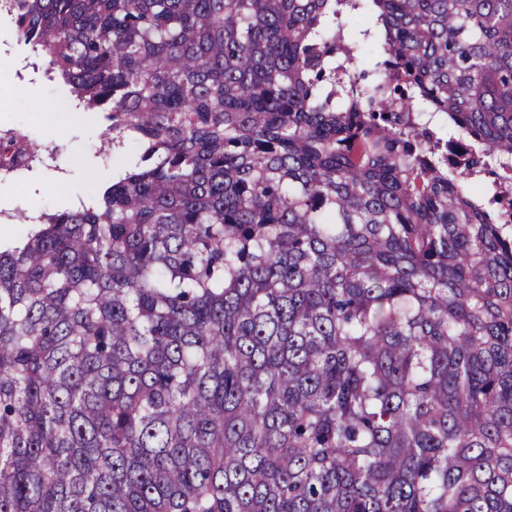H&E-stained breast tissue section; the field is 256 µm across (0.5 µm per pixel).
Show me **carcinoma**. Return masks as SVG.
Instances as JSON below:
<instances>
[{"label": "carcinoma", "instance_id": "obj_1", "mask_svg": "<svg viewBox=\"0 0 512 512\" xmlns=\"http://www.w3.org/2000/svg\"><path fill=\"white\" fill-rule=\"evenodd\" d=\"M1 17L121 174L0 246V512H512V0Z\"/></svg>", "mask_w": 512, "mask_h": 512}]
</instances>
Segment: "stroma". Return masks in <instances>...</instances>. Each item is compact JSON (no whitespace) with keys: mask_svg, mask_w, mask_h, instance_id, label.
Returning <instances> with one entry per match:
<instances>
[{"mask_svg":"<svg viewBox=\"0 0 512 512\" xmlns=\"http://www.w3.org/2000/svg\"><path fill=\"white\" fill-rule=\"evenodd\" d=\"M36 57L30 49L16 40L9 21L0 22V96L10 98L12 108L0 112V128H23L39 139L47 148L56 149L57 162H67V178L56 181L55 164L37 166L22 175L19 181L0 183V205L8 204L10 212L21 213L29 204H39L43 209L57 211L63 196H74L85 188L89 169H98L101 177H108L110 165L102 158L99 125L72 123L55 126L44 122L30 109L33 100L59 102L63 96L59 86L50 82L42 70L36 69ZM47 183L48 188L37 196L26 195L31 182Z\"/></svg>","mask_w":512,"mask_h":512,"instance_id":"obj_1","label":"stroma"}]
</instances>
